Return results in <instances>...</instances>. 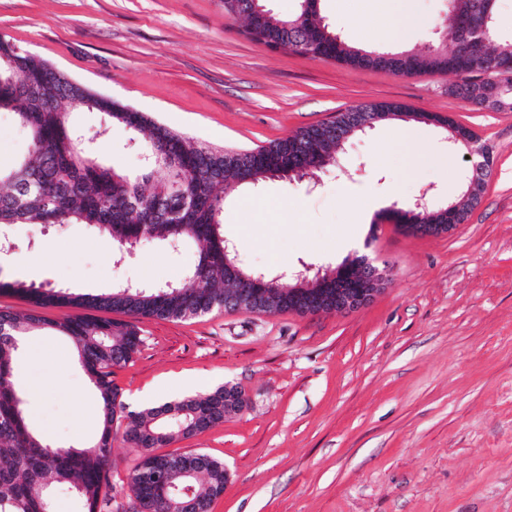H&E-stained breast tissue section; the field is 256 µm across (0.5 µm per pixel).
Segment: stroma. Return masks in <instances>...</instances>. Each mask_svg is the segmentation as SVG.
Here are the masks:
<instances>
[{"mask_svg": "<svg viewBox=\"0 0 512 512\" xmlns=\"http://www.w3.org/2000/svg\"><path fill=\"white\" fill-rule=\"evenodd\" d=\"M416 21L402 43L383 31L388 0H320V12L353 46L424 49L448 0H409ZM224 17L221 0H0V36L94 93L147 113L215 149H252L372 103L406 118L353 137L318 181L269 180L224 200V236L257 271L304 264L329 269L361 256L384 273L380 291L350 312L211 313L142 318L143 344L114 369L130 412L203 395L225 384L248 404L203 434L169 445L200 450L231 473L212 512H512V108L456 97L450 73L393 75L273 51ZM422 112L468 127L493 163L466 221L416 236L365 201L389 207L428 192L432 208L458 201L471 177ZM421 156L405 165L398 128ZM101 157L138 173L137 138L113 128ZM16 253L0 282L75 294L110 293L128 281L180 280L197 260L145 241L116 261L112 242L82 224L16 225ZM40 314L14 365L16 382L45 380L47 399L26 405L31 429L57 446L99 433L98 400L51 327L69 307ZM87 431L76 438L73 429Z\"/></svg>", "mask_w": 512, "mask_h": 512, "instance_id": "obj_1", "label": "stroma"}]
</instances>
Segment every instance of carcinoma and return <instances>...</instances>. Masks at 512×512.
Segmentation results:
<instances>
[{
  "label": "carcinoma",
  "instance_id": "obj_1",
  "mask_svg": "<svg viewBox=\"0 0 512 512\" xmlns=\"http://www.w3.org/2000/svg\"><path fill=\"white\" fill-rule=\"evenodd\" d=\"M496 0H451L444 21L452 45L437 40L421 53L402 52V75L427 72L452 73L460 82L452 93L465 98L470 87L497 79L512 95V35L503 34L495 16ZM251 8L250 0H224V17L238 19ZM469 25L486 41L484 51L458 46L455 31ZM264 30L295 45L294 53L373 68L369 51L348 45L325 23L320 8L302 3L288 17L272 13ZM47 62L0 36V110L13 112L28 138L24 157L8 167L0 166V231L7 234L17 224H87L112 240L116 256L124 258L143 241L156 239L166 245L193 244L198 260L185 272L188 287L180 282L160 285L124 283L105 295L72 296L64 289L33 283H0L31 303L33 309L20 318L0 310V512H55L52 486L73 488L82 512H120L116 486L112 484L114 426L126 422L123 442L137 452L128 474V498L148 512H167L147 480L148 462L161 457L172 464L181 455L154 454V449L178 439L198 435L224 422V388L203 396L166 404L139 413L125 412L121 389L112 380V368L127 364L139 351L142 339L135 324L92 316H76L47 322L36 309L77 306L122 312L133 318L185 319L214 311H234L247 279L258 273L245 267L236 252L224 253V194L240 186V172L249 171L250 185L279 178L301 181L336 162V150L354 131L336 137V119L302 128L296 133L251 150H216L193 143L143 112H118L112 100L102 98L93 109L103 113L106 125L120 126L142 136L141 150L166 151L179 160L174 168L151 158L143 173L131 177L125 171L103 165L97 147H89L71 124L70 111L85 107V97L72 91L70 80L46 69ZM184 194L195 198L180 207ZM404 224H429L433 211L409 206L395 210ZM336 274L324 270L302 279H276L264 274L272 302L263 309L275 313L288 309V289L303 291ZM44 325L68 337L93 382L103 426L86 448L51 446L28 427L24 414V390L13 380V361L22 350L19 337ZM173 409L184 414L156 419ZM203 459L200 476L189 479L175 470L169 476L167 496L175 499L190 488L201 512L224 493V462L196 452Z\"/></svg>",
  "mask_w": 512,
  "mask_h": 512
}]
</instances>
